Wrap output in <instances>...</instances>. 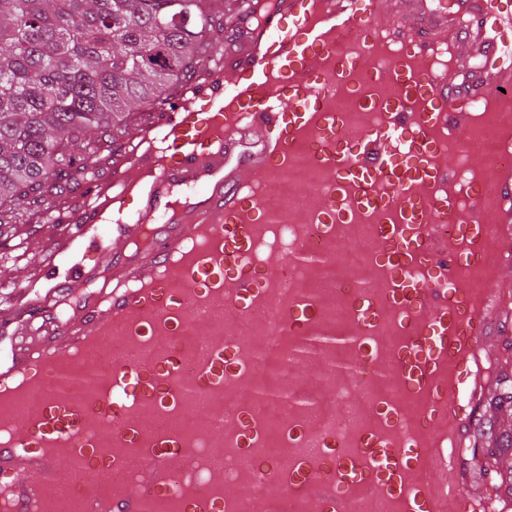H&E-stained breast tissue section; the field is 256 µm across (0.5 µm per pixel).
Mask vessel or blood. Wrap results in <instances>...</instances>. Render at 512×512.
Segmentation results:
<instances>
[{
    "mask_svg": "<svg viewBox=\"0 0 512 512\" xmlns=\"http://www.w3.org/2000/svg\"><path fill=\"white\" fill-rule=\"evenodd\" d=\"M245 14L254 25L140 123L110 179L77 172L53 214L68 263L33 287L0 281V512H62L64 486L82 512H267L259 480L308 495L309 512H340L343 485L396 512H484L451 452L473 445L512 316V0H225V17ZM348 97L359 119L339 110ZM487 128L494 159L471 142ZM301 152L318 181L287 212L273 193ZM342 237L365 255L347 333L369 379L410 393L428 443L377 427L351 458L335 402L320 421L299 403L293 468L226 479L225 442L262 435L239 326L271 311L294 368L331 360L329 298L281 280L315 275ZM43 309L54 319L35 325ZM382 329L390 347L371 341ZM110 348L107 387L73 396L61 362ZM194 397L218 407L188 435L171 422Z\"/></svg>",
    "mask_w": 512,
    "mask_h": 512,
    "instance_id": "1",
    "label": "vessel or blood"
}]
</instances>
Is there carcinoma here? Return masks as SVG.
<instances>
[{"label": "carcinoma", "instance_id": "obj_1", "mask_svg": "<svg viewBox=\"0 0 512 512\" xmlns=\"http://www.w3.org/2000/svg\"><path fill=\"white\" fill-rule=\"evenodd\" d=\"M208 0H0V224L216 48Z\"/></svg>", "mask_w": 512, "mask_h": 512}]
</instances>
